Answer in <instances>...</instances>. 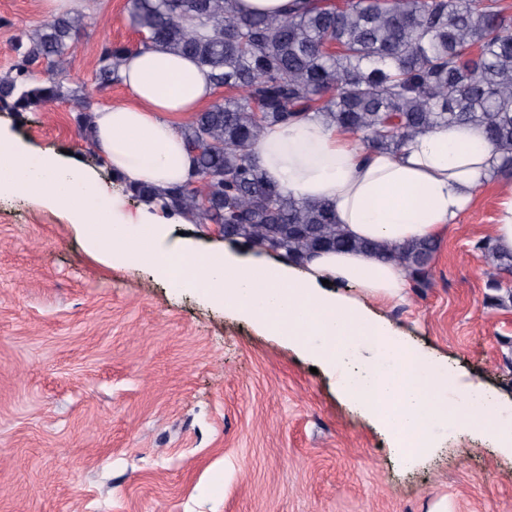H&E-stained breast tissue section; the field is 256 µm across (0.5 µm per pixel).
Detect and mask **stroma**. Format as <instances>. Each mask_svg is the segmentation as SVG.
<instances>
[{
	"label": "stroma",
	"mask_w": 512,
	"mask_h": 512,
	"mask_svg": "<svg viewBox=\"0 0 512 512\" xmlns=\"http://www.w3.org/2000/svg\"><path fill=\"white\" fill-rule=\"evenodd\" d=\"M86 27L73 86L104 45L136 48L128 0H76ZM42 0H0V72ZM75 102L0 125L80 156L124 211L140 203L96 165ZM512 178L486 179L446 232L430 287L370 302L456 385L512 401V308L487 304L476 248ZM287 337L139 268L109 267L50 206L0 199V512H512V455L474 430L440 431L407 463Z\"/></svg>",
	"instance_id": "1"
}]
</instances>
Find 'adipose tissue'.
Wrapping results in <instances>:
<instances>
[{
	"label": "adipose tissue",
	"mask_w": 512,
	"mask_h": 512,
	"mask_svg": "<svg viewBox=\"0 0 512 512\" xmlns=\"http://www.w3.org/2000/svg\"><path fill=\"white\" fill-rule=\"evenodd\" d=\"M127 102L93 114L95 150L128 181L165 188L192 169L179 132L213 95L204 71L162 50L129 52L121 68ZM494 148L473 126L440 127L413 138L401 154L367 151L356 136L312 116L265 130L255 148L266 178L297 199L332 203L351 236L387 245L439 238L471 205ZM29 198L79 226L88 253L109 265L146 267L174 287L205 295L294 339L336 375V388L390 437L406 460L426 457L437 429L478 430L512 451V408L482 386L449 397L452 380L343 287L381 301L402 298L406 274L361 251L325 252L301 268L243 256L224 245L199 248L170 236V220L151 206L116 209L111 185L82 160L29 147L0 131V195ZM374 356L353 362L354 342Z\"/></svg>",
	"instance_id": "obj_1"
}]
</instances>
